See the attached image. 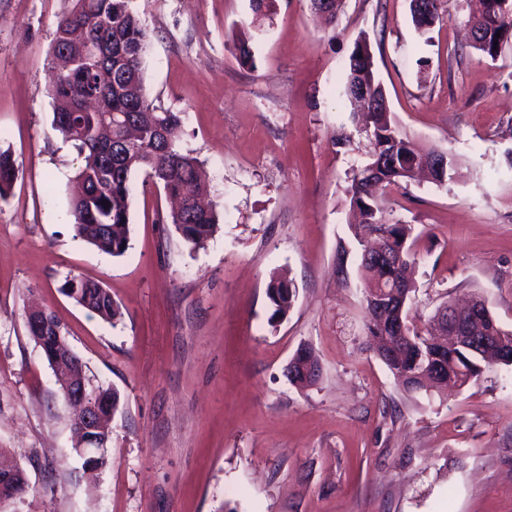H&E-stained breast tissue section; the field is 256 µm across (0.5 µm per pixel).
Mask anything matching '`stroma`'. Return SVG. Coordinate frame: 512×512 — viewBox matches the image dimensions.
Segmentation results:
<instances>
[{
  "instance_id": "35a3bbf8",
  "label": "stroma",
  "mask_w": 512,
  "mask_h": 512,
  "mask_svg": "<svg viewBox=\"0 0 512 512\" xmlns=\"http://www.w3.org/2000/svg\"><path fill=\"white\" fill-rule=\"evenodd\" d=\"M72 5L0 0V147L20 169L0 199V448L28 479L11 512H512V367L410 395L368 343L349 188L372 144L345 95L366 39L394 123L457 161L445 184L381 192L382 221L412 228L417 327L479 294L512 330V46L470 48L465 0H441L424 35L410 0H343L330 25L310 0L261 21L250 0H138L149 100L180 113L219 224L185 243L136 173L115 257L74 236L80 161L52 127L49 49ZM277 273L297 287L279 321ZM70 274L103 283L121 320L62 295ZM33 304L65 325L91 384L120 395L94 475L29 336ZM303 347L320 376L299 388L286 367Z\"/></svg>"
}]
</instances>
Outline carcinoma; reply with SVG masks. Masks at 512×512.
I'll use <instances>...</instances> for the list:
<instances>
[{
  "label": "carcinoma",
  "mask_w": 512,
  "mask_h": 512,
  "mask_svg": "<svg viewBox=\"0 0 512 512\" xmlns=\"http://www.w3.org/2000/svg\"><path fill=\"white\" fill-rule=\"evenodd\" d=\"M72 10L63 15L56 25L49 57L54 73L52 98L54 112L52 125L70 143L81 158L75 179L81 191L71 202L72 226L75 236L98 250L114 256L123 255L129 248L130 178L141 171L145 179L163 188L167 196L178 201V210L165 217V223L188 244L204 245L216 231L218 216L213 204L203 199L206 175L198 158L183 150L176 136L181 124L180 113L159 112L148 102L143 69V52L147 33L133 0H73ZM439 0H432L430 15L411 13L416 30L428 31L439 18ZM478 13L470 14L467 23L481 35L470 42V47L485 57L496 58L503 48L512 43V0L506 7L500 0H479ZM88 42H103L108 54L98 62L83 56ZM355 45L349 58L347 95L354 97L363 89L372 97H383L381 84L376 81L373 67L358 61ZM88 98H99L108 106L107 112L81 111L77 105ZM359 122L371 136L373 150L364 170L377 169L381 183L394 184L412 180L416 160L428 155L417 149L414 142L392 122L390 112L375 108L359 113ZM139 131L138 144L133 149L123 146L122 139L128 126ZM19 173L13 153L0 149V199L6 198ZM351 205L359 213L361 226L379 243L394 244L400 248L396 268L401 288H392L390 279L375 265L361 261L360 271L366 313L367 336L376 340V323L371 317L372 303L380 296L397 291L405 303L404 314H409L413 286L407 278L411 252L406 246L411 232L408 224H384L378 214L380 203L361 174H356L351 186ZM77 289L73 301L88 306L102 319L115 323L121 310L109 291L99 288V282L68 275L61 290ZM297 288L290 279H273L267 297L272 308L271 320L280 319L293 306ZM44 325L49 339L38 345L44 358L56 351L67 352L71 347L65 331L56 316L44 310ZM433 333L424 336L407 330V338L398 342L397 353L383 362L399 380L407 393L424 389L423 369L429 351L428 341ZM457 361L470 371L463 375L460 385L476 381L482 375L478 365L490 366L497 349L484 350L483 355H467L457 348H448ZM312 373L299 378V384L311 385L319 375V363L309 350L288 363L287 372L301 373L306 368ZM23 490L20 484L0 483V512L11 504Z\"/></svg>",
  "instance_id": "1"
}]
</instances>
